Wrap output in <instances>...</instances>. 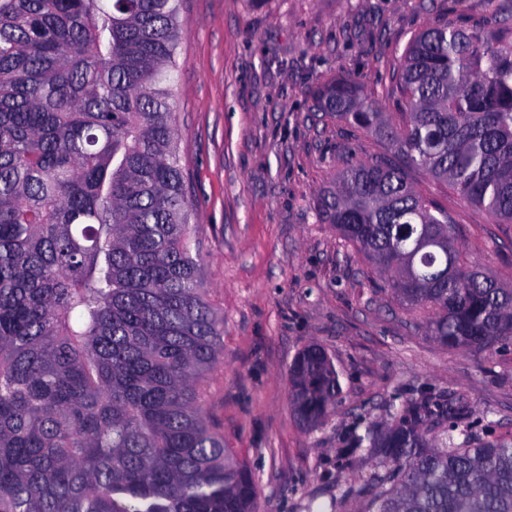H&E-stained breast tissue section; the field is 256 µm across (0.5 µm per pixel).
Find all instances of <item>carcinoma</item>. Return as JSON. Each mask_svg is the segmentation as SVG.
Listing matches in <instances>:
<instances>
[{
  "mask_svg": "<svg viewBox=\"0 0 512 512\" xmlns=\"http://www.w3.org/2000/svg\"><path fill=\"white\" fill-rule=\"evenodd\" d=\"M441 17L394 67L396 117L352 78L320 108L388 153L343 158L324 224L440 344L512 345V288L455 244L419 170L512 224V15ZM180 0H0V512H253L256 484L207 416L224 314L200 274L173 83ZM291 407L321 424L341 393L323 349L290 368ZM359 420L368 512H512V437L482 438L437 398Z\"/></svg>",
  "mask_w": 512,
  "mask_h": 512,
  "instance_id": "1",
  "label": "carcinoma"
}]
</instances>
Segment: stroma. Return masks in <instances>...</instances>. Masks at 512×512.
<instances>
[{
    "instance_id": "35a3bbf8",
    "label": "stroma",
    "mask_w": 512,
    "mask_h": 512,
    "mask_svg": "<svg viewBox=\"0 0 512 512\" xmlns=\"http://www.w3.org/2000/svg\"><path fill=\"white\" fill-rule=\"evenodd\" d=\"M511 10L512 0H181L182 164L224 313L207 412L253 473L255 512H363L359 489L375 462L341 464L336 452L356 419L387 425L384 402L397 392L459 397L465 422L485 416L492 435H512V347L490 359L440 345L425 316L319 223L342 154L367 160L384 145L314 101L326 82L351 77L377 91L381 112L396 111L389 62L425 25L449 16L480 26ZM411 179L452 211L469 259L512 288V224L491 223L423 172ZM312 344L332 358L342 393L309 429L291 409L288 368ZM340 485L356 490L342 503Z\"/></svg>"
}]
</instances>
